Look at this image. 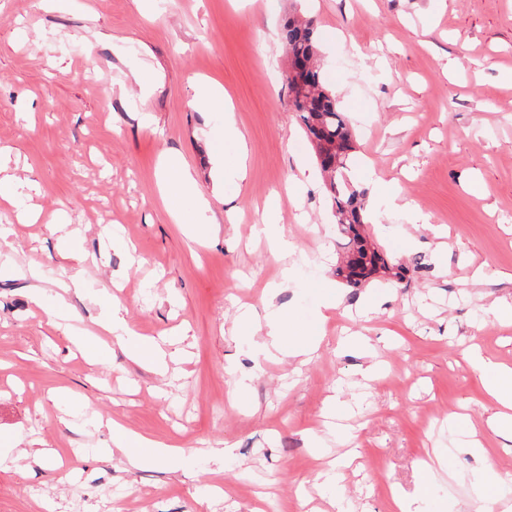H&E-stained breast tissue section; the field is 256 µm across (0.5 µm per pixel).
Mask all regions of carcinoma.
Returning <instances> with one entry per match:
<instances>
[{
    "instance_id": "1",
    "label": "carcinoma",
    "mask_w": 512,
    "mask_h": 512,
    "mask_svg": "<svg viewBox=\"0 0 512 512\" xmlns=\"http://www.w3.org/2000/svg\"><path fill=\"white\" fill-rule=\"evenodd\" d=\"M286 50L300 55L309 69L307 86L292 95L297 112L314 154L332 152L330 161L319 165L333 201L337 227L346 251L345 260L336 267V275L352 287L375 276L378 269L390 270L374 243L363 231L364 194L354 188L347 176L350 155L354 152L355 133L337 108L336 96L325 86L318 65L313 20L288 18L281 31Z\"/></svg>"
}]
</instances>
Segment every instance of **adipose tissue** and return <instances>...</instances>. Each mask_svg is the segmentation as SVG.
Listing matches in <instances>:
<instances>
[{
    "mask_svg": "<svg viewBox=\"0 0 512 512\" xmlns=\"http://www.w3.org/2000/svg\"><path fill=\"white\" fill-rule=\"evenodd\" d=\"M168 168L176 170L174 179L164 181L161 193L166 209L176 223H184L187 206H194L197 213H205L209 204L198 198L195 192V181L190 171L174 159H167ZM100 299L109 304L111 312L103 320V328L118 341L128 355L135 361L160 371L165 367L166 350L151 340L136 337L126 324L122 309L113 303L109 293H102ZM240 320L247 332L246 340L257 351L274 356L285 354L307 362L316 346L310 342L291 339L290 333L295 324L288 310L267 305L263 322H256L250 312H243ZM108 428L112 433L114 453L122 458L130 467L139 466L145 462L172 461L180 462L184 456L182 448L166 444L145 435L127 431L116 422H109Z\"/></svg>",
    "mask_w": 512,
    "mask_h": 512,
    "instance_id": "adipose-tissue-1",
    "label": "adipose tissue"
}]
</instances>
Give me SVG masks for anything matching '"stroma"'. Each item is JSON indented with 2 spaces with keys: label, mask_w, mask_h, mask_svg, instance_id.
Returning <instances> with one entry per match:
<instances>
[{
  "label": "stroma",
  "mask_w": 512,
  "mask_h": 512,
  "mask_svg": "<svg viewBox=\"0 0 512 512\" xmlns=\"http://www.w3.org/2000/svg\"><path fill=\"white\" fill-rule=\"evenodd\" d=\"M298 7L355 128L354 187L409 204L364 226L404 280L351 288L336 276L332 202L278 39ZM204 84L224 88L245 136L246 178L229 205L215 167L231 152L224 112L194 105ZM0 147L38 185L22 208L0 206V512H332L320 451L359 453L333 492L350 512L419 496L420 464L438 452L450 457L431 512H474L483 463L512 475V437L491 427L502 408L470 357L512 366V321L492 312L512 297V0H0ZM169 153L210 203L204 241L162 203ZM303 166L313 178L296 192ZM60 210L66 223L49 227ZM269 210L288 255L254 233ZM116 228L132 251L113 247ZM77 270L69 325L48 323L31 292L52 301ZM103 288L137 334L185 357L163 375L129 358L100 326ZM366 298L379 309L356 316ZM269 302L319 340L309 364L241 344L240 307L260 320ZM352 338L383 363L366 387L361 357L344 349ZM335 395L340 431L310 448ZM459 414L483 455L457 451ZM100 418L184 448V470L125 469ZM33 441L46 451L36 462L20 456ZM226 444L216 465L208 451Z\"/></svg>",
  "instance_id": "1"
}]
</instances>
